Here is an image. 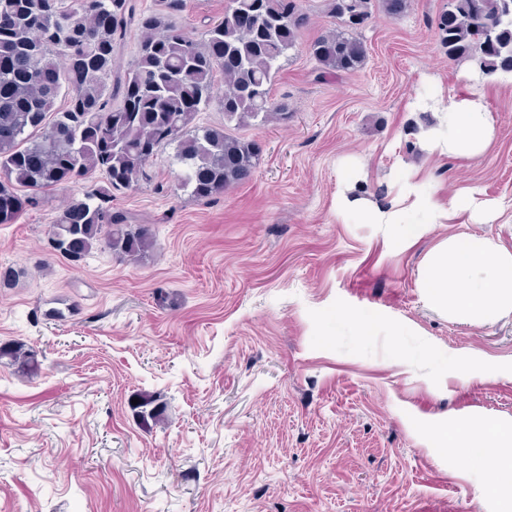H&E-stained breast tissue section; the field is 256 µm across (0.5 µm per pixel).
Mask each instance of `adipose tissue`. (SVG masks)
<instances>
[{
    "label": "adipose tissue",
    "mask_w": 512,
    "mask_h": 512,
    "mask_svg": "<svg viewBox=\"0 0 512 512\" xmlns=\"http://www.w3.org/2000/svg\"><path fill=\"white\" fill-rule=\"evenodd\" d=\"M493 136L489 112L480 101L465 97L448 105L437 123L422 133L421 143L429 151L466 157L485 152ZM414 197L412 209H383L342 193L336 199V216L345 221L356 212L364 223L395 226L410 240L451 211L469 213L475 224L494 223L503 214L501 206L478 203L469 196L452 197L444 207L434 201L431 192L418 191ZM419 280L430 298L451 305L464 318H491L512 311V249L490 238L451 236L439 241L424 258ZM433 437L442 448L473 451L479 461H492L500 471L494 492L512 498L511 426H467L437 431Z\"/></svg>",
    "instance_id": "adipose-tissue-1"
}]
</instances>
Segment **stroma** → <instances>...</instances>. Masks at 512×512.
<instances>
[{
  "label": "stroma",
  "mask_w": 512,
  "mask_h": 512,
  "mask_svg": "<svg viewBox=\"0 0 512 512\" xmlns=\"http://www.w3.org/2000/svg\"><path fill=\"white\" fill-rule=\"evenodd\" d=\"M444 3L375 13L365 63L336 76L307 46L339 22L300 0L309 23L271 81L287 121L239 127L215 104L196 118L260 145L252 179L195 199L168 147L147 183L112 192L113 211L152 225L145 256L50 249L80 184L0 224V268L19 273L0 286V344L24 342L40 363L22 377L0 360V512H512L492 468L430 443L436 429L512 426V313L463 319L418 280L443 238L512 247V82L468 89L495 129L486 153L420 146L438 118L426 103L465 90L434 25ZM226 4L187 0L172 21L199 40ZM407 181L505 213H452L412 244L337 219L340 189L400 204ZM354 316L399 333L358 335ZM143 393L166 407L148 427Z\"/></svg>",
  "instance_id": "obj_1"
}]
</instances>
